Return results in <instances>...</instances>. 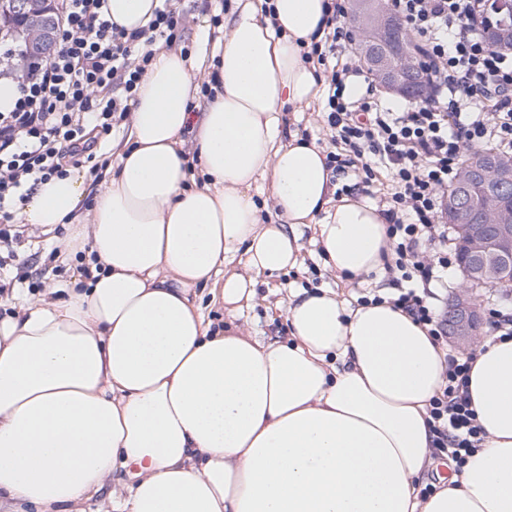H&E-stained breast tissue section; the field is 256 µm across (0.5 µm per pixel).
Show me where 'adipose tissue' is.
Masks as SVG:
<instances>
[{
    "label": "adipose tissue",
    "instance_id": "ef3b65f1",
    "mask_svg": "<svg viewBox=\"0 0 512 512\" xmlns=\"http://www.w3.org/2000/svg\"><path fill=\"white\" fill-rule=\"evenodd\" d=\"M203 112L200 61L157 50L131 109V146L90 219L73 170L40 185L26 223L70 224L62 252L91 275L65 298L0 318V512H512V338L485 345L469 378L484 441L433 495L428 406L446 351L392 305L291 291L288 341L212 328L192 298L213 284L239 313L254 282L225 271L299 264L314 226L325 265L358 279L383 266L385 218L337 196L325 153L285 110L319 95L303 59L323 0H232ZM192 131L199 170L183 135ZM266 185L282 223L252 190Z\"/></svg>",
    "mask_w": 512,
    "mask_h": 512
}]
</instances>
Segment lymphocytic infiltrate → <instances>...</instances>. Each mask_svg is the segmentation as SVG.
<instances>
[{"instance_id":"f902f5d3","label":"lymphocytic infiltrate","mask_w":512,"mask_h":512,"mask_svg":"<svg viewBox=\"0 0 512 512\" xmlns=\"http://www.w3.org/2000/svg\"><path fill=\"white\" fill-rule=\"evenodd\" d=\"M486 0H389L390 10L421 40L430 91L401 112L382 105L368 84L357 100L347 82L362 73L347 21L349 0H324L323 36L312 42L318 61L333 59L324 112L336 144L326 166L353 172L360 184L381 182L378 208L392 253L384 261L391 304L428 326L436 342L447 335L436 286L452 266L442 189L455 180L470 152L485 147L512 155V53L482 35ZM58 48L27 65L11 111L0 112V270L25 243L18 211L40 184L68 167L95 163L103 140L126 118L154 48L184 43L185 16L162 0L146 26L114 23L108 0H61ZM475 353L446 362L445 385L430 402L432 445L464 467L484 431L470 404Z\"/></svg>"}]
</instances>
